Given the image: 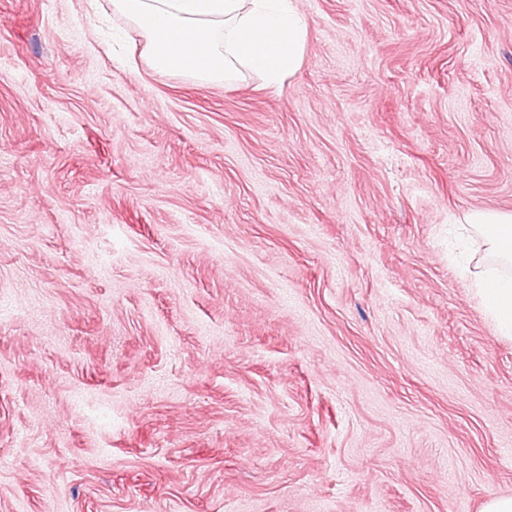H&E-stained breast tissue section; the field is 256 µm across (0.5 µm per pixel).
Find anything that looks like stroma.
<instances>
[{
	"instance_id": "35a3bbf8",
	"label": "stroma",
	"mask_w": 512,
	"mask_h": 512,
	"mask_svg": "<svg viewBox=\"0 0 512 512\" xmlns=\"http://www.w3.org/2000/svg\"><path fill=\"white\" fill-rule=\"evenodd\" d=\"M282 86L0 0V512H481L512 338L448 226L512 211V0H297Z\"/></svg>"
}]
</instances>
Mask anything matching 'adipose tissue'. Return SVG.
<instances>
[{
	"label": "adipose tissue",
	"mask_w": 512,
	"mask_h": 512,
	"mask_svg": "<svg viewBox=\"0 0 512 512\" xmlns=\"http://www.w3.org/2000/svg\"><path fill=\"white\" fill-rule=\"evenodd\" d=\"M113 17L145 37L144 52L160 72L222 84L246 76L281 83L298 68L308 24L297 0H110ZM485 260L475 291L502 335H512V211L478 209L449 225Z\"/></svg>",
	"instance_id": "1"
}]
</instances>
